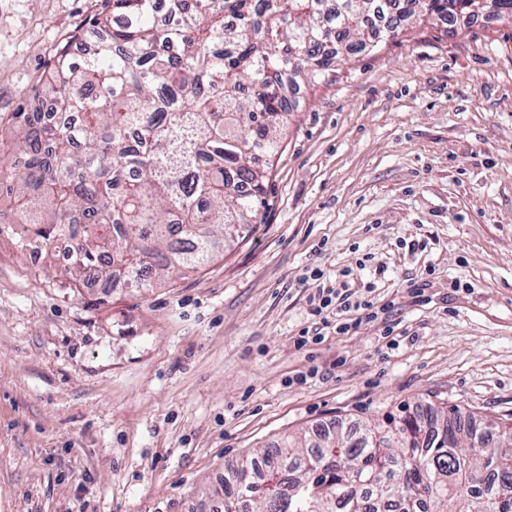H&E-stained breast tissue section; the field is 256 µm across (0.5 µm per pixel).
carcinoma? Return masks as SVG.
Here are the masks:
<instances>
[{"label": "carcinoma", "instance_id": "1", "mask_svg": "<svg viewBox=\"0 0 512 512\" xmlns=\"http://www.w3.org/2000/svg\"><path fill=\"white\" fill-rule=\"evenodd\" d=\"M102 0L0 113L24 164L0 165V236L39 263L83 225L69 287L95 269L148 289L196 270L266 206L286 85L479 0ZM403 405L356 436L290 433L224 476V512H512V422L448 424ZM481 442L472 448L469 442Z\"/></svg>", "mask_w": 512, "mask_h": 512}]
</instances>
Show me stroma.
<instances>
[{
  "mask_svg": "<svg viewBox=\"0 0 512 512\" xmlns=\"http://www.w3.org/2000/svg\"><path fill=\"white\" fill-rule=\"evenodd\" d=\"M99 7L0 0V113ZM291 96L254 231L201 269L76 294L0 237V512H219L288 432L512 418V20L417 25ZM316 267L393 316L298 347Z\"/></svg>",
  "mask_w": 512,
  "mask_h": 512,
  "instance_id": "stroma-1",
  "label": "stroma"
}]
</instances>
